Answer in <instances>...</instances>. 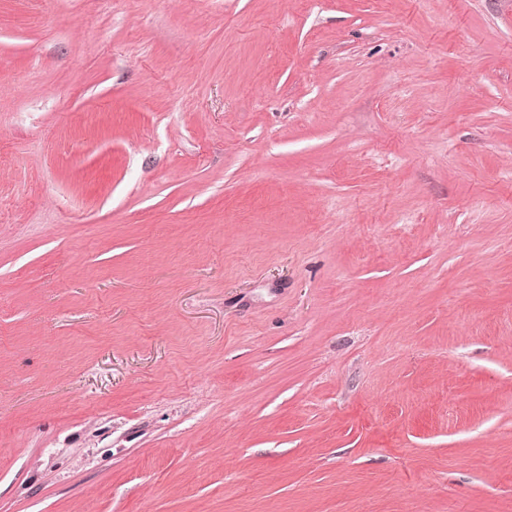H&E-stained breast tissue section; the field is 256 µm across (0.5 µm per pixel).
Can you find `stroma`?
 <instances>
[{"label":"stroma","instance_id":"stroma-1","mask_svg":"<svg viewBox=\"0 0 512 512\" xmlns=\"http://www.w3.org/2000/svg\"><path fill=\"white\" fill-rule=\"evenodd\" d=\"M0 512H512V0H0Z\"/></svg>","mask_w":512,"mask_h":512}]
</instances>
